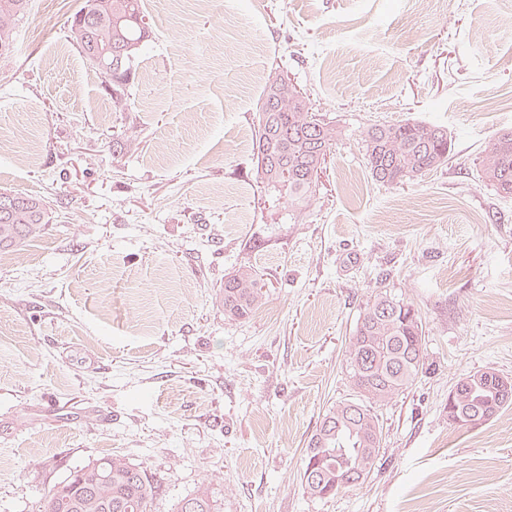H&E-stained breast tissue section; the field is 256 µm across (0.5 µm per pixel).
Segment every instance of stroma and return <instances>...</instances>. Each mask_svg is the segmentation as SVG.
Returning <instances> with one entry per match:
<instances>
[{
    "label": "stroma",
    "mask_w": 512,
    "mask_h": 512,
    "mask_svg": "<svg viewBox=\"0 0 512 512\" xmlns=\"http://www.w3.org/2000/svg\"><path fill=\"white\" fill-rule=\"evenodd\" d=\"M83 5L31 0L0 56V192L51 214L0 252V512L112 454L164 475L152 512L202 486L215 512H405L434 478L432 512H512V408L448 419L463 375L512 378V200L474 166L512 129V0H144L123 112L69 38ZM281 64L342 132L298 206L256 173ZM406 120L446 128L447 165L373 182L365 131ZM242 267L266 296L236 321ZM380 293L419 311L427 370L368 478L316 499L303 451ZM265 284L251 268H241L224 280V315L235 320L248 319L264 299Z\"/></svg>",
    "instance_id": "obj_1"
}]
</instances>
